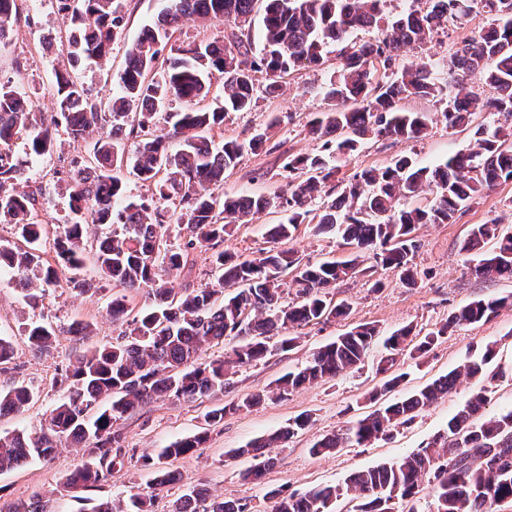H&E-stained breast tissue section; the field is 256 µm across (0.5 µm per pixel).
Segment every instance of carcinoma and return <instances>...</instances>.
Returning a JSON list of instances; mask_svg holds the SVG:
<instances>
[{
    "instance_id": "cac0c4a2",
    "label": "carcinoma",
    "mask_w": 512,
    "mask_h": 512,
    "mask_svg": "<svg viewBox=\"0 0 512 512\" xmlns=\"http://www.w3.org/2000/svg\"><path fill=\"white\" fill-rule=\"evenodd\" d=\"M55 2L72 27L66 40L69 69L57 73L53 85L57 111L51 123H39L11 82H0V222L13 225L16 236L14 243L0 242V258L7 259L25 300L36 304L47 289L63 282L89 291L77 271L92 254L100 277L121 288L109 304L112 322L121 331L115 342L86 351L66 370L61 378L65 395L39 430L0 434V472L48 460L57 448L67 447L76 449L81 460L65 475L64 485L86 490L102 486L124 464L126 436L118 421L154 400L222 394L236 369L271 354L270 337H279V349L289 351L297 340L290 331L347 316L350 304L334 303L329 289L358 274L366 253L396 272L401 283L415 286L417 227L445 224L484 192L512 180V0H425V7L413 6L393 19L384 17L381 0H263L260 55L253 53L245 34L257 0H169L156 22L128 47L117 76L118 90L106 100L91 96L74 70L83 60L107 61L125 27L120 0ZM477 8L491 14V22L448 60L436 65L402 63L405 48L424 46L435 32ZM18 15V0H0L1 44L10 38ZM185 19L224 22L238 32L231 33L227 44L180 46L158 70L160 52ZM357 27L374 28L379 36L362 44L348 41ZM335 44L343 45L342 67L324 88L326 109L307 122L308 134L322 141L320 150L287 156L283 169L288 171V189L273 196L217 194L244 154L265 150L281 119L271 118L246 140L226 139L217 147L211 132L224 125L229 113L254 107L257 95L276 97L283 75L321 64ZM380 68L382 77L375 82L374 72ZM438 72L448 75L445 83L435 77ZM472 73L482 74L495 95L485 99L470 89L465 77ZM214 79L220 80L223 93L211 98ZM446 88L450 96L442 116L450 128H473L468 152L434 167L420 166L404 155L389 166L362 171L341 187L334 184L337 159L356 152L361 137L371 134L404 143L425 137L426 115L405 112L399 102L435 98ZM173 101L183 107L165 113V135L154 134L158 111ZM478 112H493L504 121L474 128ZM61 130L77 142L94 132L97 139L90 164L68 173L72 217L56 227L55 259L50 264L37 248L47 227L37 219L35 194L21 184L26 182L28 158L48 154ZM15 139L25 141V156L9 149ZM130 141L134 151L128 153ZM125 171L152 186L151 195H126ZM326 187L340 193L318 215L316 227L336 234L354 252L346 259L304 263L286 244L300 225L312 222L309 204ZM427 191L433 194L428 207L400 204ZM173 197L178 198V209L171 211L164 202ZM272 206L287 211L288 220L269 225L268 248L252 259L224 249L230 225L247 224L250 216ZM87 224H101L107 232L89 241L84 235ZM172 224L184 231V242L176 248L164 242ZM490 241L493 247L487 250ZM198 248L211 252L213 284L174 292L166 276L185 267ZM459 251L475 275L512 278V232L501 231L498 220L473 225ZM289 284L295 287L296 300L285 304L281 299ZM143 288L151 304L132 316L130 293ZM511 306L512 294L473 300L425 333L414 350L423 354L450 329L487 322ZM91 332V325L82 321L64 332L49 323L25 327L30 348L40 354L63 333L77 337ZM378 335L368 324L352 328L315 351L304 368L276 379L270 390L212 409L208 423L216 425L229 412L248 410L266 398H284L303 385L360 366ZM411 336L412 329L404 327L383 341L376 370L388 374L386 392L404 380L393 367ZM228 339L238 343L222 356L210 355ZM492 355V348L485 346L480 359L375 409L340 433L323 436L310 452L321 455L348 444L366 446L388 435L450 395L462 375L495 380L498 373L487 369ZM34 399L29 386L17 383L0 392V416L22 413ZM489 401V390L480 388L432 442L353 473L342 485L290 494L269 490L274 512H332L336 501L349 493L353 512H395L398 503L408 507L406 512H417L424 479L431 512H491L499 502L512 504V406L485 416L481 410ZM307 423L308 417L298 416L288 427L234 450L255 460L241 479H261L273 465L266 449L280 447ZM206 440L207 433L199 432L155 455L141 456L142 465L153 469L148 489L118 502L101 499L92 512H153L157 490L171 482V470L163 462L197 450ZM169 512H246V505L214 500L206 490L192 487L172 502Z\"/></svg>"
}]
</instances>
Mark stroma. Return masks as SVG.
Returning <instances> with one entry per match:
<instances>
[{
    "mask_svg": "<svg viewBox=\"0 0 512 512\" xmlns=\"http://www.w3.org/2000/svg\"><path fill=\"white\" fill-rule=\"evenodd\" d=\"M126 14V27L112 46L106 66L91 63L78 70L76 76L92 94L108 95L116 87L118 73L124 66L125 51L146 25L156 20L167 0H121ZM22 17L13 25L11 42L0 45V81H11L16 90L29 100L36 111L51 115L54 99L51 92L54 72L64 57L59 47L44 49V34L66 29L67 22L56 10L53 0H22ZM490 17L475 13L435 33L424 48L407 51L406 61L440 60L453 52L473 32L486 27ZM341 64L337 48H330L320 67L292 71L282 80V90L274 98H259L247 112L230 113L224 122V138L245 139L264 127L271 116L282 119L271 141L273 150L247 153L238 167L224 180L223 193H246L270 196L288 183L282 168L284 157L310 153L317 146L306 131L312 113L321 111L325 102L322 88ZM401 106L409 112H422L428 117L426 137L414 143L393 140L363 139L360 149L339 161V180L351 181L355 174L370 167H383L399 155L411 156L423 165H436L448 157L468 149L470 131L449 128L440 113V99L409 98ZM89 158L87 142H73L59 134L49 155L31 159L27 171L30 190L38 194L41 222L52 225L69 220V191L62 178L63 170L84 164ZM499 219L503 229L512 231V180L499 183L492 191L459 211L448 224H424L416 231L419 247L413 263L420 272L415 287H404L393 271L365 261V269L357 277L338 282L332 288L334 300L347 301L351 313L347 319L309 325L299 332L297 346L278 351L264 360L239 368L225 392L196 400L157 401L128 416L122 429L128 447L139 455L199 431H207L210 440L204 448L181 456L170 463L177 479L163 489L156 504L165 512L169 502L193 486L207 489L210 495L246 504L247 512H272L273 502L266 498L268 488L280 487L287 492H305L318 486L343 483L351 473L395 460L432 441L442 431L449 417L473 393L479 390V378L461 379L456 393L422 411L410 424L393 430L373 444L351 446L338 452L318 456L311 454L312 445L323 435L346 429L350 423L377 407L371 393L381 385L376 373L377 350H370L359 368L335 379L297 389L286 398L266 402L248 411L226 415L218 425H208L210 410L264 390L283 374L304 366L321 346L360 324L376 326L387 335L410 326L428 332L445 322L458 307L479 298L512 293V279H485L472 274L459 252V243L472 225ZM285 214L272 209L255 216L252 223L239 224L227 236L225 248L243 258L257 257L268 248V225L283 222ZM290 248L304 260L317 262L327 258L347 257L348 251L339 239L316 232L313 225H301ZM81 276L92 289L80 293L69 288L48 289L38 305H30L12 277H0V330L9 332L16 348L12 370L0 374V389L23 382L37 397L20 415L0 417V433L38 428L46 413L62 396L59 380L65 369L79 355L93 347L110 343L118 336L108 314L112 299L111 285L101 281L93 264H85ZM384 286L373 290L375 280ZM90 323L92 335L82 340L59 337L49 353L36 355L29 349L22 332L25 324L40 321L65 326L72 321ZM493 345L491 365L501 371L486 414L512 405V307L499 311L485 323L462 325L434 343L422 357L403 354L399 368L406 378L399 394L413 392L463 364L471 355ZM308 415L310 423L299 430L286 447L272 449L274 464L262 482L245 483L240 472L253 464L249 456H234L233 451L250 441L287 426L299 415ZM79 461L74 451L59 449L51 461H32L14 470L0 473V512L28 502L41 495L49 512H91L99 495L117 498L127 496L131 487L147 486L153 479L150 470L135 460L125 461L102 491H88L86 498L67 489L62 479Z\"/></svg>",
    "mask_w": 512,
    "mask_h": 512,
    "instance_id": "1",
    "label": "stroma"
}]
</instances>
